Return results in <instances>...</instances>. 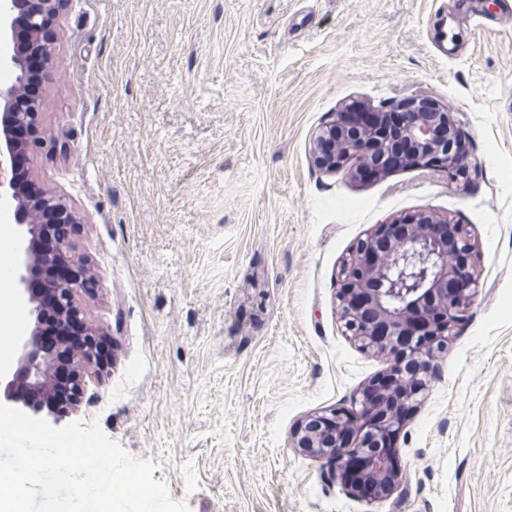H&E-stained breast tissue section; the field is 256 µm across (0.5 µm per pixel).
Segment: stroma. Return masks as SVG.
Returning <instances> with one entry per match:
<instances>
[{
	"instance_id": "obj_1",
	"label": "stroma",
	"mask_w": 512,
	"mask_h": 512,
	"mask_svg": "<svg viewBox=\"0 0 512 512\" xmlns=\"http://www.w3.org/2000/svg\"><path fill=\"white\" fill-rule=\"evenodd\" d=\"M44 82L38 186L83 216L97 420L190 512H512V13L503 0H69ZM428 99L469 163L364 181L311 159L360 104ZM431 211L476 244L474 299L397 436L407 479L350 496L290 448L386 371L340 320L351 247Z\"/></svg>"
}]
</instances>
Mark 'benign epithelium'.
I'll return each mask as SVG.
<instances>
[{"label":"benign epithelium","mask_w":512,"mask_h":512,"mask_svg":"<svg viewBox=\"0 0 512 512\" xmlns=\"http://www.w3.org/2000/svg\"><path fill=\"white\" fill-rule=\"evenodd\" d=\"M67 0H0V71L16 82L0 84V209L11 212L17 226L16 262L9 271L17 302L28 309L27 333L14 339L16 363L0 365V397L35 417L58 424L79 411V395L94 368L105 333L78 304L98 288L97 273L77 253L74 234L82 217L68 201L47 189L35 197L17 181L15 157L30 155L44 140L42 105L19 107L18 97L33 58L44 74L56 66L53 21ZM399 144L372 126L353 129L349 113L341 112L321 127L311 145L316 167L334 171L355 163V172L374 169L384 174L402 165L437 168L454 176L468 161L456 122L448 110L415 99L401 105ZM51 214L59 229L57 249L44 253L40 239L52 226L41 222ZM450 224L431 212L386 224L357 242L340 269L338 301L348 332L360 345L389 357V377L369 382L359 392L356 408H339L305 417L291 435L290 447L322 459L335 469L341 486L362 501H384L406 481L407 474L388 465L379 448L381 436L397 434L420 403L426 376L435 369L436 354L447 345V332L462 317L476 286L474 244L459 224L453 240L438 228ZM54 301L61 339L78 330L84 343L62 357V350L42 338L47 316L44 299ZM66 359L74 397L61 400L56 367Z\"/></svg>","instance_id":"benign-epithelium-1"}]
</instances>
